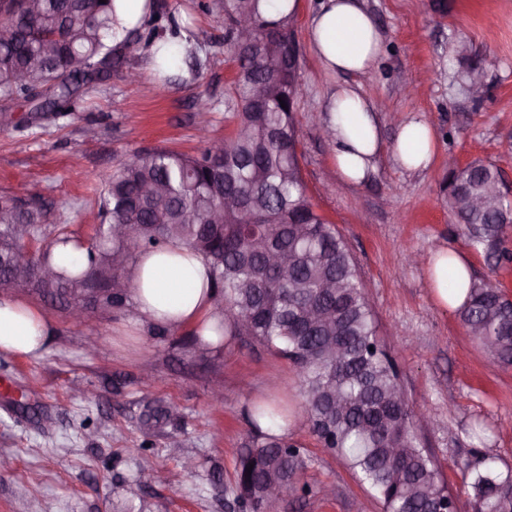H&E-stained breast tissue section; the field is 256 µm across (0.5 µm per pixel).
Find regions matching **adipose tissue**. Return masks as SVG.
<instances>
[{"label":"adipose tissue","mask_w":512,"mask_h":512,"mask_svg":"<svg viewBox=\"0 0 512 512\" xmlns=\"http://www.w3.org/2000/svg\"><path fill=\"white\" fill-rule=\"evenodd\" d=\"M313 51L322 66L339 74L362 75L374 65L381 34L364 0H323L310 18ZM332 132L336 174L362 183L376 170L382 151L381 127L374 104L359 87L344 84L333 94L325 117ZM391 155L409 173L425 170L434 155L433 133L420 116L403 122ZM426 275L437 303L461 307L467 299L471 267L462 255L434 251ZM129 279L139 321L167 328L189 326L211 338L216 323L210 269L202 255L179 245L137 255ZM52 334L49 319L20 300H0V352L36 355Z\"/></svg>","instance_id":"obj_1"}]
</instances>
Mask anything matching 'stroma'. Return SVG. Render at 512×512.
<instances>
[{
  "mask_svg": "<svg viewBox=\"0 0 512 512\" xmlns=\"http://www.w3.org/2000/svg\"><path fill=\"white\" fill-rule=\"evenodd\" d=\"M321 0H297L302 93L296 105L305 191L346 238L366 295L391 350L409 403L426 413L419 437L441 468L460 512L469 506L466 461L493 458L512 468V365L489 357L457 311L437 305L424 260L443 247L466 256L473 278L512 296V263L496 264L473 248L449 212L448 159H481L512 184V0H366L382 34L379 58L356 77L383 103L384 151L362 184L339 179L322 119L348 78L315 57L308 20ZM155 39L192 49L170 75L156 71L145 43L127 47L110 79L76 112L45 127L0 128V196L37 200L47 223L88 239L104 192L120 163L163 148L199 154L205 141H226L236 61L225 40L218 0H150ZM466 41L483 75L484 100L457 80L454 49ZM412 115L430 124L431 166L408 173L390 149ZM53 333L37 356L0 352V512H233L228 489L237 452L251 440L253 404H286L289 442L304 452L301 477L312 492L268 512H382L338 455L323 448L303 410L295 370L274 350L234 340L220 350L192 344L193 330L161 331L138 323L133 305L95 310L80 322L30 294ZM221 383L223 406L210 388ZM173 407L170 421L143 425L145 405ZM194 457L195 472L181 466ZM162 482L140 486L139 470Z\"/></svg>",
  "mask_w": 512,
  "mask_h": 512,
  "instance_id": "35a3bbf8",
  "label": "stroma"
}]
</instances>
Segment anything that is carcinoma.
<instances>
[{"label": "carcinoma", "instance_id": "obj_1", "mask_svg": "<svg viewBox=\"0 0 512 512\" xmlns=\"http://www.w3.org/2000/svg\"><path fill=\"white\" fill-rule=\"evenodd\" d=\"M35 20L26 22L13 0H0V30L20 28L15 42L0 39V112L28 106L16 125L43 126L76 110L112 72L116 24L113 0H37ZM267 0H221L224 23L248 17L252 37L262 41L276 22L286 28L295 13L272 15ZM26 73L25 81L18 74ZM461 85L482 89L479 70L459 71ZM266 86L265 110L249 107L257 86ZM235 126L228 141L198 155L167 149L123 162L105 180L103 222L83 244L85 269L76 277L53 270L49 249L22 256L25 243L47 236L41 206L16 210L0 201V257L15 262L11 291L23 288L43 298H81L95 272H112L121 289L101 308L122 309L132 286L125 271L137 254L179 242L202 254L211 272L224 340L245 337L277 351L296 370L307 419L324 447L340 454L368 484L383 512H437L454 495L411 423L415 412L365 297L359 269L344 237L315 209L305 193L301 157L288 152L298 133L288 100V64L270 59L241 65L232 87ZM286 107H281V104ZM499 168L476 159L448 172V209L466 226L471 245L495 244L496 262H511L502 247L508 224L502 212L512 203L499 191ZM162 191L148 195L144 189ZM281 254L274 266L269 254ZM37 265L53 279L35 276ZM460 318L470 336L493 359L512 364V313L503 289L471 283ZM282 414L255 405L256 431L241 449L232 507L267 512L276 498L304 493L301 449L285 435L261 431L258 418ZM252 471H247V467ZM472 512H512V468H467Z\"/></svg>", "mask_w": 512, "mask_h": 512}]
</instances>
